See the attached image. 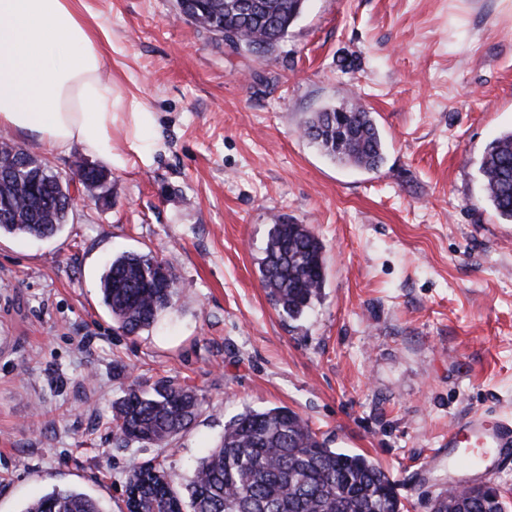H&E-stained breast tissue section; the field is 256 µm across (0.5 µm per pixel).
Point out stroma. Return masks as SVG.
<instances>
[{
    "label": "stroma",
    "mask_w": 512,
    "mask_h": 512,
    "mask_svg": "<svg viewBox=\"0 0 512 512\" xmlns=\"http://www.w3.org/2000/svg\"><path fill=\"white\" fill-rule=\"evenodd\" d=\"M104 75L151 113L112 132L108 204L50 238L0 235V512L54 487L126 512L125 479L176 484L245 409L286 407L327 447L378 463L404 512L454 480L512 493V457L449 459L448 426L512 415V223L479 164L512 129V0H308L265 53L235 52L176 0H80ZM353 102L385 143L378 171L300 134ZM308 225L325 285L301 317L274 308L258 260L273 224ZM150 252L178 296L153 327L117 331L105 263ZM161 378L203 409L166 451L118 447L112 405Z\"/></svg>",
    "instance_id": "35a3bbf8"
}]
</instances>
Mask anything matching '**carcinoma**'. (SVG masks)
Wrapping results in <instances>:
<instances>
[{"label":"carcinoma","mask_w":512,"mask_h":512,"mask_svg":"<svg viewBox=\"0 0 512 512\" xmlns=\"http://www.w3.org/2000/svg\"><path fill=\"white\" fill-rule=\"evenodd\" d=\"M305 0H190L189 20L206 32L236 30L260 53L288 35ZM303 134L329 158L376 170L383 141L365 108L350 105L339 113L326 106L304 122ZM0 162L21 163L17 174L0 172V234L36 238L57 234L72 213L70 186L79 181L88 199L109 197L103 169L82 166L60 173L13 143H3ZM479 174L486 200L512 223V131L496 138L483 155ZM161 264L151 253L123 252L109 260L99 289L117 330L137 335L153 326L177 296L176 277L166 288L148 286ZM262 287L270 303L290 317L301 315L325 284L324 245L305 224L272 226L259 262ZM202 408L197 390L172 380L153 391L130 388L113 406L112 436L122 446L141 443L168 447L195 422ZM126 486L140 498L165 496L178 512H401L395 483L375 462L339 452L319 440L306 420L286 407L247 409L224 425V435L195 467L181 489L161 467L133 469ZM434 512H484L494 509L482 493L463 498L440 494ZM22 512H101L98 502L75 488H53L31 500Z\"/></svg>","instance_id":"cac0c4a2"}]
</instances>
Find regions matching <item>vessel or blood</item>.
Instances as JSON below:
<instances>
[{"mask_svg":"<svg viewBox=\"0 0 512 512\" xmlns=\"http://www.w3.org/2000/svg\"><path fill=\"white\" fill-rule=\"evenodd\" d=\"M465 441L477 448H491L498 454H505L512 449V418L491 421L479 413L458 418L448 426L449 454H456Z\"/></svg>","mask_w":512,"mask_h":512,"instance_id":"obj_1","label":"vessel or blood"}]
</instances>
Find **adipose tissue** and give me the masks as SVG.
<instances>
[{
    "instance_id": "adipose-tissue-1",
    "label": "adipose tissue",
    "mask_w": 512,
    "mask_h": 512,
    "mask_svg": "<svg viewBox=\"0 0 512 512\" xmlns=\"http://www.w3.org/2000/svg\"><path fill=\"white\" fill-rule=\"evenodd\" d=\"M93 26L72 0H0V129L112 163V125L150 126L102 76Z\"/></svg>"
}]
</instances>
